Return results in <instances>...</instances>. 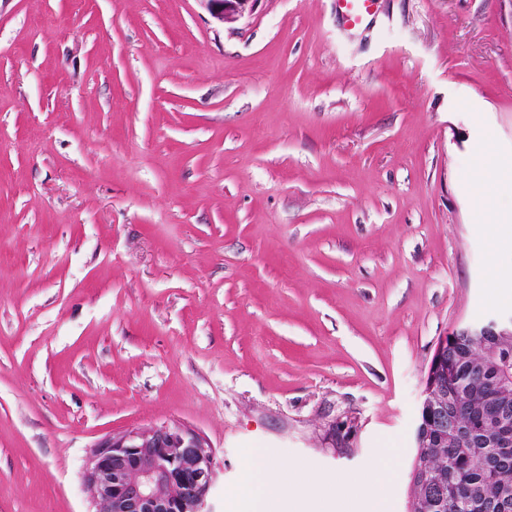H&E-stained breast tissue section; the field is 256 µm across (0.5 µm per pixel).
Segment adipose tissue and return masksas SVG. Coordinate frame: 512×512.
Listing matches in <instances>:
<instances>
[{
    "label": "adipose tissue",
    "instance_id": "1",
    "mask_svg": "<svg viewBox=\"0 0 512 512\" xmlns=\"http://www.w3.org/2000/svg\"><path fill=\"white\" fill-rule=\"evenodd\" d=\"M285 465V460L274 458L268 450L252 452L235 493L236 512H304L302 483H295L291 497L282 489Z\"/></svg>",
    "mask_w": 512,
    "mask_h": 512
}]
</instances>
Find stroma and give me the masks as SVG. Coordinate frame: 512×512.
<instances>
[{"instance_id":"1","label":"stroma","mask_w":512,"mask_h":512,"mask_svg":"<svg viewBox=\"0 0 512 512\" xmlns=\"http://www.w3.org/2000/svg\"><path fill=\"white\" fill-rule=\"evenodd\" d=\"M512 159V0H0V512H96L103 437L323 480L399 451L436 343L512 316L475 151ZM256 0H200L210 15L217 21L232 23L251 11ZM375 0H336V9L352 26L362 25L369 16Z\"/></svg>"}]
</instances>
